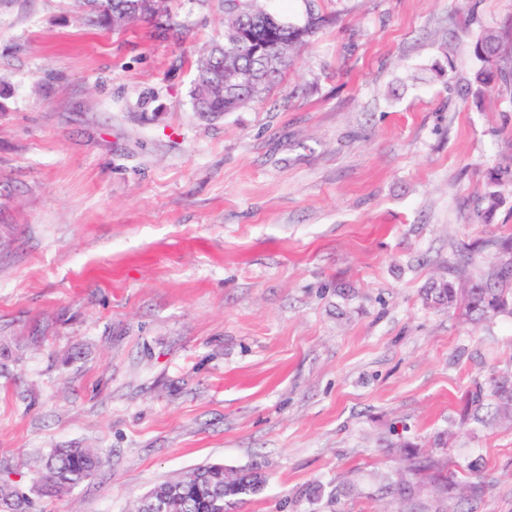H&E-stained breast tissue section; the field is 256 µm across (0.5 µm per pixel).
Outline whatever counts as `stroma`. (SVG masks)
Wrapping results in <instances>:
<instances>
[{"label": "stroma", "instance_id": "stroma-1", "mask_svg": "<svg viewBox=\"0 0 512 512\" xmlns=\"http://www.w3.org/2000/svg\"><path fill=\"white\" fill-rule=\"evenodd\" d=\"M323 26L262 100L208 121L197 59L224 0H168L183 36L0 0V484L36 512H135L212 463L262 469L238 512H388L405 462L481 478L512 512V428L466 418L512 375V312L472 323L423 295L481 278L512 228V0H262ZM447 450L433 448L437 434ZM56 448L102 464L53 497ZM497 40L498 37L494 33L486 34L479 42L476 43V53L480 59L489 65L488 68H482L476 73V81L480 85L493 90L492 82L494 77L501 82L508 84L512 82V66L498 67L496 63L497 57Z\"/></svg>", "mask_w": 512, "mask_h": 512}]
</instances>
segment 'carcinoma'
<instances>
[{"instance_id": "carcinoma-1", "label": "carcinoma", "mask_w": 512, "mask_h": 512, "mask_svg": "<svg viewBox=\"0 0 512 512\" xmlns=\"http://www.w3.org/2000/svg\"><path fill=\"white\" fill-rule=\"evenodd\" d=\"M137 0H76L79 12L94 25L113 27V17L124 15L127 21L156 19V14L136 8ZM263 5L260 0H245L235 4L230 17L224 21V39L212 43L196 66V76L191 91L193 110L206 119H214L225 112H232L260 97L275 83L283 69L288 67L293 50L322 26V17L310 14L305 25L297 27L288 21V38L270 40L265 56L251 53L239 39L229 37L246 22L259 20ZM498 37L486 34L476 43V53L488 64L476 73L477 83L493 89L492 82L499 79L512 82V66L499 67L496 63ZM242 70L251 74L249 84L226 88L222 96H210L207 88L221 82L224 75ZM500 204V196L488 191L476 204L475 215L480 218L492 212ZM495 247V261L490 265L487 277L468 288L457 289L453 281H440L426 289V297L438 305L461 308L465 314L476 318L493 316L512 305V232L491 240ZM472 419L482 425L505 422L512 424V381L502 379L490 392L478 387L468 401ZM409 460V473L426 475L429 484L438 495L458 489L461 498H478L484 494L481 480L456 485L450 477L433 471L431 460L411 444L403 445ZM101 464L97 453L88 448H56L41 465V484L44 493L53 494L69 490L96 473ZM266 483V476L258 467L232 470L224 476V466L213 464L196 470L189 477L162 484L168 490L164 512H230L246 498L258 494ZM423 484L401 479L393 486V492L403 502L417 497ZM32 501L24 493L8 485L0 486V512H31Z\"/></svg>"}]
</instances>
